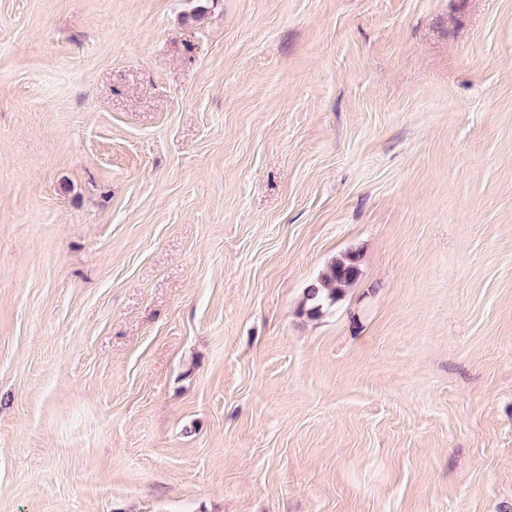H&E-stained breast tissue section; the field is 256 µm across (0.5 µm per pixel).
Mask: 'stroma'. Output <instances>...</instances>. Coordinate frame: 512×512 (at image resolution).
<instances>
[{
    "instance_id": "obj_1",
    "label": "stroma",
    "mask_w": 512,
    "mask_h": 512,
    "mask_svg": "<svg viewBox=\"0 0 512 512\" xmlns=\"http://www.w3.org/2000/svg\"><path fill=\"white\" fill-rule=\"evenodd\" d=\"M0 512H512V0H0ZM359 256L355 253L341 255L333 260L325 271L306 289L304 304L308 314L321 316L336 304L358 276Z\"/></svg>"
}]
</instances>
